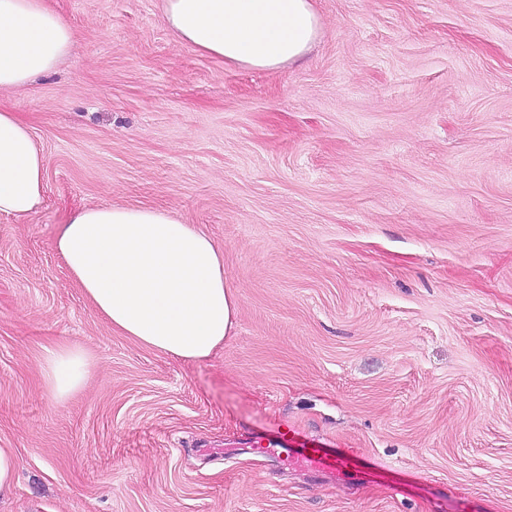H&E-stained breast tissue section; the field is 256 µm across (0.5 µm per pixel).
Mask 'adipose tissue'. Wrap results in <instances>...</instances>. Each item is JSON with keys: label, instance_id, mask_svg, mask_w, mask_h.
Returning <instances> with one entry per match:
<instances>
[{"label": "adipose tissue", "instance_id": "adipose-tissue-1", "mask_svg": "<svg viewBox=\"0 0 512 512\" xmlns=\"http://www.w3.org/2000/svg\"><path fill=\"white\" fill-rule=\"evenodd\" d=\"M172 33L226 65L272 70L301 60L319 31L311 0H163ZM72 31L45 0H0V92L51 73ZM46 165L28 126L0 110V213L34 214ZM56 246L76 283L120 335L186 360L208 357L231 333L237 297L224 257L195 226L150 207H84L61 224ZM43 375L58 401L79 391L89 357L46 349Z\"/></svg>", "mask_w": 512, "mask_h": 512}]
</instances>
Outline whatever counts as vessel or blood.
Wrapping results in <instances>:
<instances>
[{"instance_id":"obj_1","label":"vessel or blood","mask_w":512,"mask_h":512,"mask_svg":"<svg viewBox=\"0 0 512 512\" xmlns=\"http://www.w3.org/2000/svg\"><path fill=\"white\" fill-rule=\"evenodd\" d=\"M277 447L288 465L321 474L331 484L348 480L355 467L351 452L328 448L293 431L281 433Z\"/></svg>"}]
</instances>
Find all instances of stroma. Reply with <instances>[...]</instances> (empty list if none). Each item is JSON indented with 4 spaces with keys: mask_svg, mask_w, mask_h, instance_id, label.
Returning a JSON list of instances; mask_svg holds the SVG:
<instances>
[{
    "mask_svg": "<svg viewBox=\"0 0 512 512\" xmlns=\"http://www.w3.org/2000/svg\"><path fill=\"white\" fill-rule=\"evenodd\" d=\"M305 60L230 67L161 0H48L75 43L0 96L46 162L0 214V512H512V0H311ZM144 205L224 254L237 324L186 361L114 332L55 249ZM84 349L69 400L47 348ZM372 462L332 486L255 438ZM42 366L48 393L55 400L64 401L84 385L89 357L79 348L60 344L46 349Z\"/></svg>",
    "mask_w": 512,
    "mask_h": 512,
    "instance_id": "stroma-1",
    "label": "stroma"
}]
</instances>
